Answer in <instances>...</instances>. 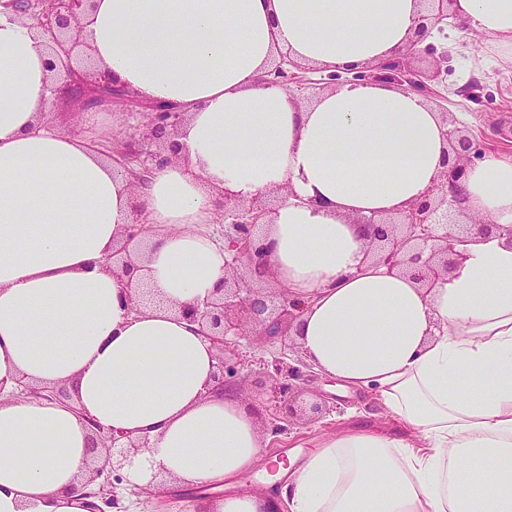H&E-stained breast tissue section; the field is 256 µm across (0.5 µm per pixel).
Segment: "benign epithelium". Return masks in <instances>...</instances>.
Returning <instances> with one entry per match:
<instances>
[{
	"instance_id": "1",
	"label": "benign epithelium",
	"mask_w": 512,
	"mask_h": 512,
	"mask_svg": "<svg viewBox=\"0 0 512 512\" xmlns=\"http://www.w3.org/2000/svg\"><path fill=\"white\" fill-rule=\"evenodd\" d=\"M453 0H421L422 9L415 20L414 36L393 57L365 66L345 75L328 74L331 84L344 82H382L402 90L420 94L424 99L440 97L439 91L428 84V76L404 64V57L423 52L421 44L433 30L448 23V5ZM91 8V0H0V13L19 15L48 36L52 55L47 62L54 73L53 96L67 100L85 97L90 106L103 103L119 104L134 109L143 117L142 124L130 135L127 150L135 144L147 143L155 150L147 152L149 173L177 158L182 151L176 137L183 126L186 113L176 106L144 102L112 79L110 73L87 65L77 69L72 56L82 46L79 39L80 16ZM304 64L279 53L273 67L260 76L267 85L289 90L292 84H303L298 70ZM452 161L440 175V181L420 200L387 215L362 220L369 231L372 257L389 270L406 273L423 286H431L448 274L458 257L456 246L465 242L473 223L460 220L459 180L463 177L471 156L481 153L480 147L464 131L445 130ZM268 194L262 193L245 200L224 191L220 206L224 208V249L231 262L230 273L224 277V287L193 304L179 308L181 316L197 323L216 349L215 387L222 391L237 389L236 366L229 363L224 352L231 349L232 337L243 335L244 328L263 337L267 342L286 341L288 330L300 317L305 302L286 288L277 289L275 300L263 292L269 282V255L262 243L261 231L277 207L271 206ZM132 221L125 225L121 241L112 252L109 272L120 282L125 299L137 308L151 299L145 279L136 275L141 265L136 257L146 249V227L142 223L144 207L138 195L132 196ZM244 269L238 274V269ZM261 396L273 404L278 419L289 422L297 415L294 390L307 377L301 367L283 360H274L265 369ZM21 394L33 398H51L59 402L69 398L67 390L56 387L49 391L23 386ZM100 447L105 449L102 461L89 468L81 484L82 494L94 499L93 512H110L120 508L115 482L123 481L121 470L128 457L148 447V440H133L122 432L98 431Z\"/></svg>"
}]
</instances>
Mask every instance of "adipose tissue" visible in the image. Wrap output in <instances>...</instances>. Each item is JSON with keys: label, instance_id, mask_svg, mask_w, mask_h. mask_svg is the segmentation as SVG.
Listing matches in <instances>:
<instances>
[{"label": "adipose tissue", "instance_id": "obj_1", "mask_svg": "<svg viewBox=\"0 0 512 512\" xmlns=\"http://www.w3.org/2000/svg\"><path fill=\"white\" fill-rule=\"evenodd\" d=\"M93 3L80 30L99 68L187 114L180 160L139 190L155 226L141 274L157 302L131 310L105 270L131 221L128 180L46 123L48 41L0 15V512H89L95 424L148 437L128 486L209 485L211 512H512V237L472 230L425 289L372 260L361 223L436 182L440 113L383 84L303 105L257 81L278 49L347 69L390 56L413 35L417 0ZM453 11L512 47V0ZM282 184L292 195L263 239L274 280L307 302L292 335L323 378L372 393L393 424L324 435L255 493L229 483L264 463L258 419L236 392L213 391L215 350L177 309L224 283V248L200 230L220 193ZM460 196L468 216L512 224V156L472 162ZM22 384H64L73 400L16 396Z\"/></svg>", "mask_w": 512, "mask_h": 512}]
</instances>
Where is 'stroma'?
Here are the masks:
<instances>
[{
	"label": "stroma",
	"mask_w": 512,
	"mask_h": 512,
	"mask_svg": "<svg viewBox=\"0 0 512 512\" xmlns=\"http://www.w3.org/2000/svg\"><path fill=\"white\" fill-rule=\"evenodd\" d=\"M431 41L448 51V69L439 78L441 97L433 103L435 110L447 113L449 127L469 131L482 150L512 154V59L488 41L475 40L454 17L444 32L433 33ZM47 120L52 127L78 134L105 155L114 156L123 150L142 117L112 104L87 110L82 101L70 99L59 102ZM238 353L244 361L240 388L248 398L264 378L262 361L281 355L293 363L301 358L297 346L269 344L251 332L241 337ZM317 403L326 405L327 412L316 419L312 407ZM367 403L364 393L339 392L319 377H311L296 394L297 418L273 437L269 434L273 409L267 402H256L261 430L267 435L266 455L283 461L312 450L326 428L360 423ZM121 503L128 512H191L195 500L171 485L147 497L123 495Z\"/></svg>",
	"instance_id": "35a3bbf8"
}]
</instances>
